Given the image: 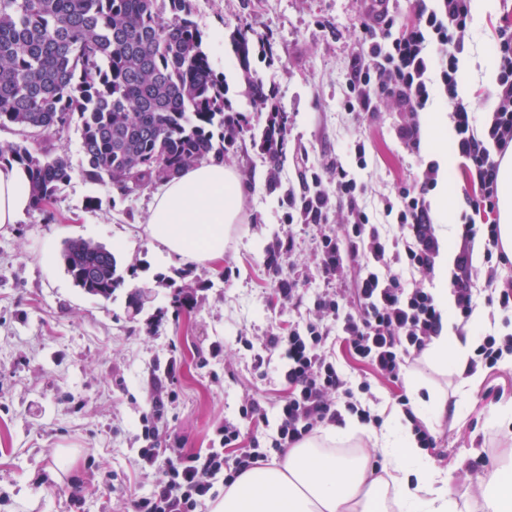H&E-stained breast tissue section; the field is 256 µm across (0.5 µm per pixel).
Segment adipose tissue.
I'll return each instance as SVG.
<instances>
[{"label":"adipose tissue","mask_w":512,"mask_h":512,"mask_svg":"<svg viewBox=\"0 0 512 512\" xmlns=\"http://www.w3.org/2000/svg\"><path fill=\"white\" fill-rule=\"evenodd\" d=\"M246 183L221 162L203 161L164 183L150 205L145 232L168 257L207 264L224 256V241L239 220ZM500 241L512 255V155L498 174ZM30 208L28 174L0 163V229L18 223ZM474 336H458L444 321L440 336L425 351L428 360L451 366L461 386L470 385L468 360ZM360 426L328 427L307 438L279 461L244 472L210 512H457L451 477L419 448L405 414L394 410L380 430L369 433L373 447L390 459L385 475L375 474L364 450H340Z\"/></svg>","instance_id":"adipose-tissue-1"}]
</instances>
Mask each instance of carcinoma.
Segmentation results:
<instances>
[{
  "mask_svg": "<svg viewBox=\"0 0 512 512\" xmlns=\"http://www.w3.org/2000/svg\"><path fill=\"white\" fill-rule=\"evenodd\" d=\"M232 48L250 71L254 41L239 30ZM75 121L83 176L123 198L224 159L241 131L192 0H0V128L22 136L0 143V162L25 168L35 211L71 180L69 158L52 144ZM286 133L267 127L260 136L273 184L280 158L272 145ZM62 258L91 296L108 300L125 284L115 255L99 243L67 240ZM169 286L174 306L193 308L195 286Z\"/></svg>",
  "mask_w": 512,
  "mask_h": 512,
  "instance_id": "cac0c4a2",
  "label": "carcinoma"
}]
</instances>
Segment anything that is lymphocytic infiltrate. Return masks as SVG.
I'll return each instance as SVG.
<instances>
[{
  "label": "lymphocytic infiltrate",
  "mask_w": 512,
  "mask_h": 512,
  "mask_svg": "<svg viewBox=\"0 0 512 512\" xmlns=\"http://www.w3.org/2000/svg\"><path fill=\"white\" fill-rule=\"evenodd\" d=\"M469 20L468 0H441L436 10L417 0L413 21L401 27H394L388 16L379 28L362 22L372 43L349 61L343 102L349 112H374L382 96H395L409 114L397 127L396 137L416 153L422 141L420 114L427 110L432 91L440 90L447 99L453 149L464 161L471 186L464 194L456 271L448 284L455 328L460 332L482 304L496 310L503 325L512 326V281L499 278L500 266L512 259L502 249L497 222L490 218L498 206L499 167L512 147V25L497 30V103L479 125L459 94L454 53ZM334 171L333 191L324 190L320 177L312 176L300 206L288 214L289 220L313 225L317 231L316 273L324 289L316 293L312 306H305L298 279L283 272V262L295 254L298 242L290 233L273 238L266 248L265 270L277 298L296 309L298 316L260 343L245 336L238 339L251 351L255 368H263L273 353L285 362L288 394L277 404L275 429L243 442L242 424L264 419L259 402L248 399L240 405L237 418L218 427V447L186 454L181 439L160 443L159 425L168 404L154 400L140 417L143 445L137 455L142 466L163 465L165 477L150 491L134 496V512H201L242 472L271 455L283 454L321 428L343 424L345 415L381 426V417L371 409L378 398L370 381L355 382L343 375L336 345H346L374 376L397 383L408 359L440 335L442 312L424 286L441 249L427 200L442 175L439 163H425L412 183L398 187L394 196L382 197L378 209L365 183L343 165H336ZM335 207L345 210L346 221L330 229L326 223ZM478 240L484 245L486 263L480 288L471 278L472 245ZM352 265L357 272L347 288L343 282Z\"/></svg>",
  "instance_id": "f902f5d3"
}]
</instances>
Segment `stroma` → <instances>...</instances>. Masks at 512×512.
<instances>
[{
	"label": "stroma",
	"instance_id": "obj_1",
	"mask_svg": "<svg viewBox=\"0 0 512 512\" xmlns=\"http://www.w3.org/2000/svg\"><path fill=\"white\" fill-rule=\"evenodd\" d=\"M193 7L232 109L248 121L224 156L250 185L240 222L222 260L197 265L167 258L143 230L152 190L125 199L110 184L86 181L78 126L56 141L71 162L70 182L46 211H27L0 230V512H132V498L163 477L161 468L140 465L137 450L140 416L165 383L169 357H176L179 372L168 432L183 439L185 451L211 447L217 428L245 399L260 400L275 419L285 394L283 362L273 357L257 372L237 339L268 335L297 316L278 303L264 271L275 236L291 231L298 240L284 272L314 270L315 229L289 225V194H302L308 169L333 189L336 162L376 196L412 182L418 172L416 158L395 135L406 113L387 101L361 116L343 107L348 60L364 44L360 23L374 14L366 0H193ZM506 21L512 23V0H498L497 9L472 20L460 38L462 55L478 65L467 100L480 124L494 108L480 69L494 64L496 31ZM239 29L266 36L273 47V61L253 57L251 69L275 88V103L288 116L274 187L256 143L267 114L246 94L231 46ZM359 140L370 159L364 170L356 165ZM81 238L103 244L118 260L126 283L111 299L84 293L64 269V241ZM161 275L197 285L191 312L172 316V291L158 283ZM136 288L145 295L139 312L127 300ZM160 311L162 323L150 328L148 317ZM215 342L224 351L214 358ZM407 371L444 391L445 411L429 427L437 441L430 456L449 471L461 512H478L481 481L512 461V428L491 421L495 409L512 404V368L481 370L465 394L456 388V374L438 373L423 357L411 360ZM496 386L502 397L484 399ZM62 448L69 456H59Z\"/></svg>",
	"mask_w": 512,
	"mask_h": 512
}]
</instances>
